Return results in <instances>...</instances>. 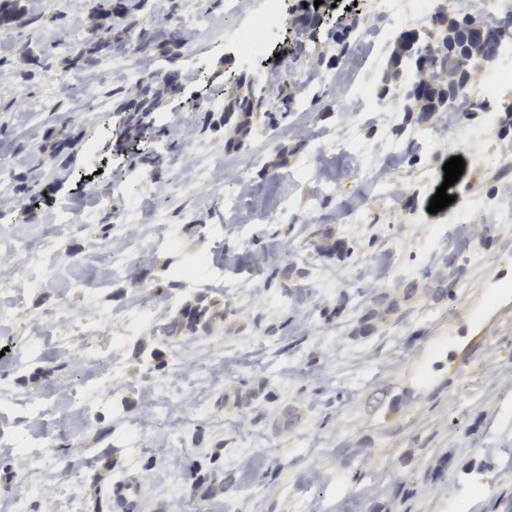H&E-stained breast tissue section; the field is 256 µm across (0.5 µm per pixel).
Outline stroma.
Wrapping results in <instances>:
<instances>
[{"mask_svg":"<svg viewBox=\"0 0 512 512\" xmlns=\"http://www.w3.org/2000/svg\"><path fill=\"white\" fill-rule=\"evenodd\" d=\"M22 4L24 13L0 27L9 72L0 80V162L9 167L5 192L32 207L4 232L62 272L39 284L37 262L22 265L0 244V275L19 266L25 282L0 296V310L13 316L0 336L40 345L20 368L11 353L0 356V394L53 397L43 450L66 457L69 470L33 476L34 490L22 492L25 457L0 446V512H13L20 497L27 512H109V486L130 478L143 512H224L231 496L238 512H512V423H501L512 420V310L461 372L434 369L462 338L456 322L480 315L471 288L512 252V135L499 139L486 126L483 74L474 75L469 113L457 124H444L440 112L423 120L399 111L385 90L399 34L421 29L409 11L396 17L387 44L371 36L358 56L337 54L324 32L297 56L288 22L275 64L258 57L249 74L303 67L306 80L288 83L295 108L271 133L251 120L235 146L207 127L223 116L209 101L223 97L225 76L238 69L224 51V0H181L182 10L209 17L172 49L198 68L165 96L168 123L145 122L128 139L116 106L136 88L79 62L97 23L83 0ZM26 43L52 67L23 83ZM62 72L94 80L95 95L73 99ZM104 93L111 109L101 113L95 97ZM343 104L355 120L341 121ZM33 112L41 115L34 125ZM161 143L168 157L141 164ZM456 156L465 168L455 200L430 213L443 166ZM191 160L230 178L170 199L168 184ZM114 182L127 191L111 206L85 198L87 186ZM228 193L239 198L232 211ZM136 203V275L109 277L94 255L101 243L125 242L114 217ZM65 205L91 225L54 223ZM197 255L202 264L182 283ZM278 264L287 275L275 272ZM411 282L420 292L406 294ZM150 288L167 299L154 312L158 324L205 306L197 330L166 337L131 326ZM95 319L108 368L78 365L81 326ZM79 381L90 389L88 415L67 405ZM156 381L181 394L164 420L153 412ZM408 386L401 410L382 414L385 395ZM134 430L141 442L131 449L125 439ZM176 431L185 436L177 448ZM485 480L492 494L477 493ZM256 485L262 495L252 494Z\"/></svg>","mask_w":512,"mask_h":512,"instance_id":"obj_1","label":"stroma"}]
</instances>
